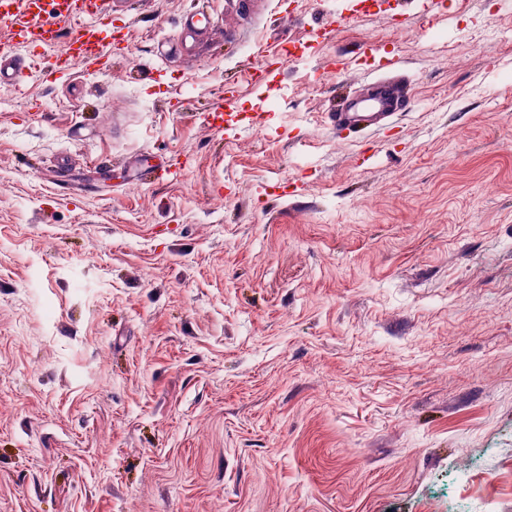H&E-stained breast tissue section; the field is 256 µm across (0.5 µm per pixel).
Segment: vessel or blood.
<instances>
[{"instance_id":"vessel-or-blood-1","label":"vessel or blood","mask_w":512,"mask_h":512,"mask_svg":"<svg viewBox=\"0 0 512 512\" xmlns=\"http://www.w3.org/2000/svg\"><path fill=\"white\" fill-rule=\"evenodd\" d=\"M110 5V0H0V31L22 35L34 43L64 44L68 59L95 65L104 60L107 46L125 39L124 33L112 32L94 23ZM79 17L92 18V25L77 29L68 41H61L63 26ZM287 55L288 47L284 44L274 50L258 49L248 70L252 85L261 90L274 81ZM395 65V60H387L389 75L370 82L364 94L352 99L345 111L336 113L337 130L377 131L404 108L409 83L404 75L395 73ZM235 98V88L225 85L223 96L216 98L205 115L209 127L219 131L224 124L238 121Z\"/></svg>"}]
</instances>
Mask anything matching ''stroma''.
<instances>
[{
	"label": "stroma",
	"mask_w": 512,
	"mask_h": 512,
	"mask_svg": "<svg viewBox=\"0 0 512 512\" xmlns=\"http://www.w3.org/2000/svg\"><path fill=\"white\" fill-rule=\"evenodd\" d=\"M355 2L123 0L62 73L0 34V512H512V0ZM367 36L414 105L355 137ZM121 31H107L97 25L84 26L71 34L65 43L67 58L79 64L95 65L105 59V48L113 43L125 41ZM288 46L282 43L275 50L259 48L254 54L253 65L248 68L251 84L263 93V89L279 74L281 61L288 56ZM236 90L231 84L227 83L224 87V97L218 96L213 103V106L206 113L204 120L207 125L214 130H222L223 125L229 122H238L246 118H239L240 114L234 110V102L236 98ZM253 119V118H252Z\"/></svg>",
	"instance_id": "1"
}]
</instances>
